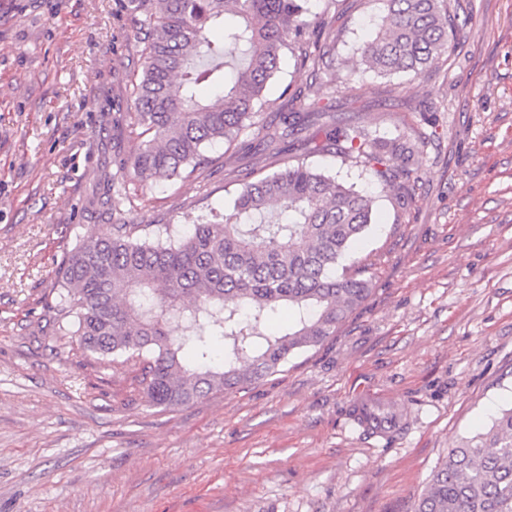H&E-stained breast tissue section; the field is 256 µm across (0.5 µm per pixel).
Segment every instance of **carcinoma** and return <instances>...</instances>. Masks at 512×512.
Returning <instances> with one entry per match:
<instances>
[{"mask_svg": "<svg viewBox=\"0 0 512 512\" xmlns=\"http://www.w3.org/2000/svg\"><path fill=\"white\" fill-rule=\"evenodd\" d=\"M376 36L353 51L350 73L419 75L453 47L448 0H384ZM315 0H123L141 35L143 67L127 75L123 115L135 152L108 190L130 204L160 182L201 174L206 148L256 127L265 91L291 52L336 93L326 45L311 39ZM220 27L218 40L209 37ZM179 90H173L174 79ZM322 153L368 168L407 209L418 147L371 137L332 112H282L265 125L262 151L278 170L241 183L232 212L185 216L173 224H114L64 258L59 311L76 327L78 349L142 364V383L160 407L187 405L214 390L243 388L278 371L297 351L322 344L368 298L361 272L336 267L371 227L368 195L300 160L282 144L311 128ZM404 166L394 165L395 156ZM288 310V326L270 323ZM224 361L213 364V346ZM414 512H512V408L448 451Z\"/></svg>", "mask_w": 512, "mask_h": 512, "instance_id": "obj_1", "label": "carcinoma"}]
</instances>
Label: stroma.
Wrapping results in <instances>:
<instances>
[{
	"instance_id": "obj_1",
	"label": "stroma",
	"mask_w": 512,
	"mask_h": 512,
	"mask_svg": "<svg viewBox=\"0 0 512 512\" xmlns=\"http://www.w3.org/2000/svg\"><path fill=\"white\" fill-rule=\"evenodd\" d=\"M382 0H337L311 23L335 94L285 55L263 114L330 106L378 138L417 140L399 209L360 165L293 141L288 155L371 195L354 250L372 292L334 336L262 381L176 409L141 366L60 332L62 259L89 235L228 208L270 173L257 129L217 142L199 179L107 196L136 148L125 111L140 35L118 0H0V512H413L449 449L512 407V0H450L455 49L419 75L349 74ZM397 415L381 438L356 405Z\"/></svg>"
}]
</instances>
